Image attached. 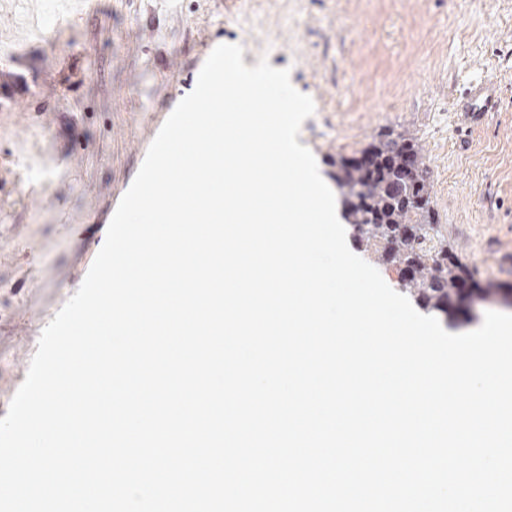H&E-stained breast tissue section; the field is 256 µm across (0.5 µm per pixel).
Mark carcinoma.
<instances>
[{
	"label": "carcinoma",
	"instance_id": "cac0c4a2",
	"mask_svg": "<svg viewBox=\"0 0 512 512\" xmlns=\"http://www.w3.org/2000/svg\"><path fill=\"white\" fill-rule=\"evenodd\" d=\"M370 165L339 155L336 185L357 242L374 258L400 273V288L426 311L457 321L465 314L462 286L470 284L482 301H496L500 286L474 280L469 268L439 235L431 209V175L416 136L385 130L361 150ZM414 176L403 180L406 159ZM411 236L400 235L402 229Z\"/></svg>",
	"mask_w": 512,
	"mask_h": 512
}]
</instances>
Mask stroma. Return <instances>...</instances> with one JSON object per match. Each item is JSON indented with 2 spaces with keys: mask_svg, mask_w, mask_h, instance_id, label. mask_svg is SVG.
I'll use <instances>...</instances> for the list:
<instances>
[{
  "mask_svg": "<svg viewBox=\"0 0 512 512\" xmlns=\"http://www.w3.org/2000/svg\"><path fill=\"white\" fill-rule=\"evenodd\" d=\"M53 6L0 0V72L27 79L16 108L0 102V418L103 245L113 197L220 44L289 69L313 98L298 142L328 186L337 153L388 128L416 135L440 234L476 279L512 288V0H95L59 38ZM18 21L45 31L19 64L5 37ZM484 76L501 108L459 130L448 104Z\"/></svg>",
  "mask_w": 512,
  "mask_h": 512,
  "instance_id": "35a3bbf8",
  "label": "stroma"
}]
</instances>
